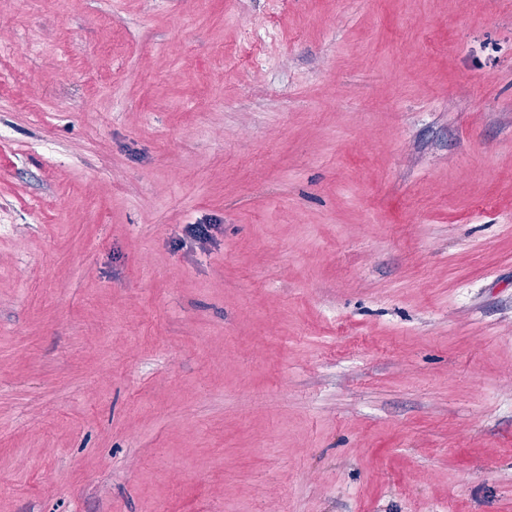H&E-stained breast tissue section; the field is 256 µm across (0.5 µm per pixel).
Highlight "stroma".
Masks as SVG:
<instances>
[{
  "mask_svg": "<svg viewBox=\"0 0 512 512\" xmlns=\"http://www.w3.org/2000/svg\"><path fill=\"white\" fill-rule=\"evenodd\" d=\"M0 512H512V0H0Z\"/></svg>",
  "mask_w": 512,
  "mask_h": 512,
  "instance_id": "35a3bbf8",
  "label": "stroma"
}]
</instances>
